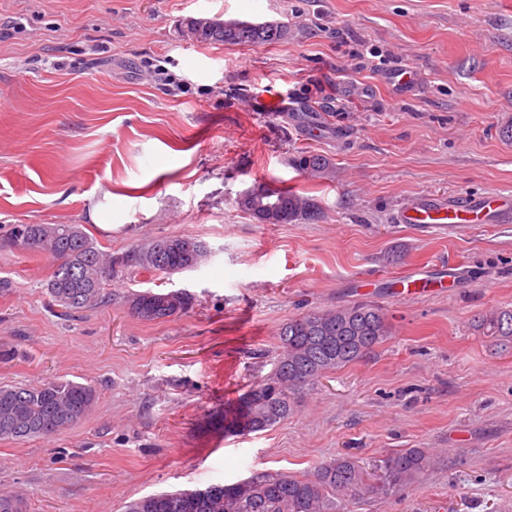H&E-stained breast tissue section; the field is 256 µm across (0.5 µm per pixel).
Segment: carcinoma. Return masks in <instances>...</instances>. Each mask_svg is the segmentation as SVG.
Segmentation results:
<instances>
[{
  "label": "carcinoma",
  "instance_id": "1",
  "mask_svg": "<svg viewBox=\"0 0 512 512\" xmlns=\"http://www.w3.org/2000/svg\"><path fill=\"white\" fill-rule=\"evenodd\" d=\"M183 28L196 41L230 45L264 46L288 39V26L240 29L227 21L211 20L204 31L190 17ZM296 166L314 179L330 176L333 164L323 155L298 153ZM248 214L272 211L277 224L318 221L322 211L315 200L293 189L274 188L242 206ZM34 244L22 242L25 251L46 252L58 265L46 284L49 296L69 310L101 304L106 285L118 275L175 273L192 270L206 254L205 246L191 238L168 236L135 246L118 257L103 252L78 224H24ZM195 298L186 292H140L129 299L133 315L145 322H161L185 313ZM500 344L512 348V309H497L480 318ZM389 334L384 309L369 301H355L336 309L311 311L288 320L278 329L280 353L271 371L240 398L241 410L229 423L235 432H260L288 418L296 391L314 385L326 373L356 362L371 353ZM14 404L12 429H0L1 440L24 442L52 436L82 421L90 402L97 399L93 386L70 381L45 380L36 385H0V399ZM435 466L424 448L392 452L366 468L353 457L337 455L307 477L264 474L242 483L211 484L206 498L190 507L171 493L133 500L126 512H351L348 505L369 493L393 494L415 483Z\"/></svg>",
  "mask_w": 512,
  "mask_h": 512
}]
</instances>
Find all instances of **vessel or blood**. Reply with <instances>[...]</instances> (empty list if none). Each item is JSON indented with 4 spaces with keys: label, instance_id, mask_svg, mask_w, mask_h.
<instances>
[{
    "label": "vessel or blood",
    "instance_id": "1",
    "mask_svg": "<svg viewBox=\"0 0 512 512\" xmlns=\"http://www.w3.org/2000/svg\"><path fill=\"white\" fill-rule=\"evenodd\" d=\"M512 220V192L464 195L449 200L435 194L406 199L395 221L425 229L464 231L473 224H502Z\"/></svg>",
    "mask_w": 512,
    "mask_h": 512
}]
</instances>
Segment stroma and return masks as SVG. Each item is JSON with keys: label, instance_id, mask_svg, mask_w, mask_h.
<instances>
[{"label": "stroma", "instance_id": "1", "mask_svg": "<svg viewBox=\"0 0 512 512\" xmlns=\"http://www.w3.org/2000/svg\"><path fill=\"white\" fill-rule=\"evenodd\" d=\"M187 17L282 22L288 38L198 43ZM270 94L291 111L261 108ZM302 151L328 157L330 177L296 170ZM257 183L314 198L322 220L257 223L237 205ZM492 190L512 192V0H0V384L97 392L62 433L0 440V494L27 512H125L309 475L338 454L426 448L434 470L353 512H512V349L479 324L512 308V223L394 221L417 194ZM107 191L109 232L87 221ZM17 224H80L115 255L176 235L207 254L194 270L119 276L108 303L70 311L47 294L53 260L12 244ZM409 270L447 286L399 298ZM147 290L195 304L144 322L128 298ZM354 301L385 308L390 335L293 396L284 421L232 432L280 325Z\"/></svg>", "mask_w": 512, "mask_h": 512}]
</instances>
